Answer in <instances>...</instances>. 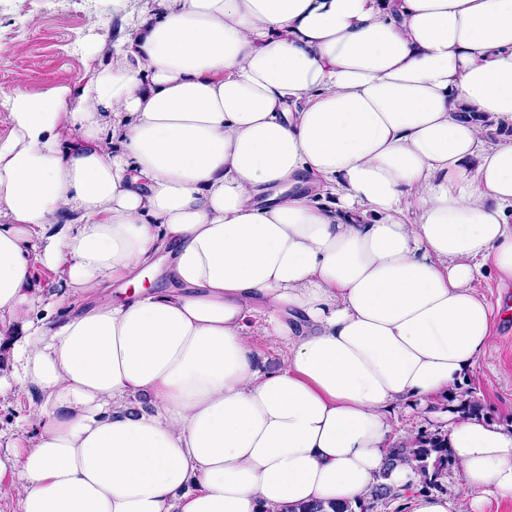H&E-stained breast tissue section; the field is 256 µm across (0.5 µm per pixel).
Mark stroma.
I'll use <instances>...</instances> for the list:
<instances>
[{
	"instance_id": "stroma-1",
	"label": "stroma",
	"mask_w": 512,
	"mask_h": 512,
	"mask_svg": "<svg viewBox=\"0 0 512 512\" xmlns=\"http://www.w3.org/2000/svg\"><path fill=\"white\" fill-rule=\"evenodd\" d=\"M153 0H0V134L9 129L7 98L14 91L40 93L73 82L112 63L111 47L132 18L151 9ZM13 336L0 337V378L9 387L0 393V454L12 441L28 438V415L37 396L19 397L18 363ZM477 399L485 413L512 408V322L495 317L491 346L457 392ZM448 403L392 416L395 431L427 436L443 434Z\"/></svg>"
}]
</instances>
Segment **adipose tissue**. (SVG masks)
<instances>
[{
  "mask_svg": "<svg viewBox=\"0 0 512 512\" xmlns=\"http://www.w3.org/2000/svg\"><path fill=\"white\" fill-rule=\"evenodd\" d=\"M9 107L0 328L42 396L0 455L20 512L355 508L379 484L457 512L387 465L395 409L441 394L474 508L512 501V422L454 399L492 339L477 284L512 282V0H156L111 67ZM166 249L178 289L100 291ZM36 260L92 302L34 317ZM263 319L264 317L261 314H256L255 318L248 320L249 329L252 334V340L262 353V366L268 371H274L280 368L282 357L279 350L275 346H271L265 336H263Z\"/></svg>",
  "mask_w": 512,
  "mask_h": 512,
  "instance_id": "obj_1",
  "label": "adipose tissue"
}]
</instances>
